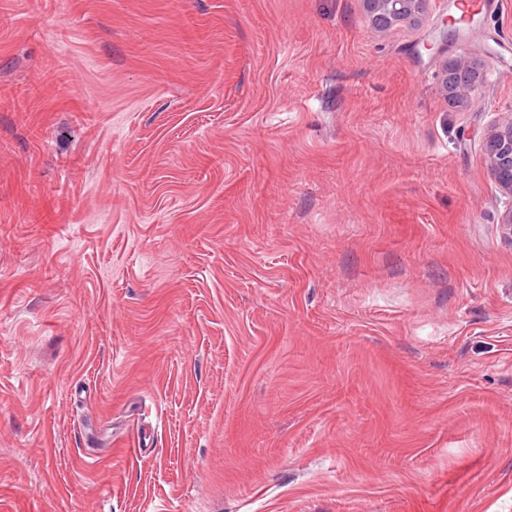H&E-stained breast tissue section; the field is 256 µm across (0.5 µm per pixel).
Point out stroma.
I'll use <instances>...</instances> for the list:
<instances>
[{"instance_id": "stroma-1", "label": "stroma", "mask_w": 512, "mask_h": 512, "mask_svg": "<svg viewBox=\"0 0 512 512\" xmlns=\"http://www.w3.org/2000/svg\"><path fill=\"white\" fill-rule=\"evenodd\" d=\"M450 6L0 0V512H512V0ZM365 18L374 29L414 24L424 14L429 0H363ZM448 67H453L461 71H473L471 61L467 57H459L449 62L448 59L444 60L440 83V91L448 99L459 103L461 106L471 104L475 100L479 88L478 75L473 71L474 77L469 83L453 84L448 81ZM484 163L494 180L512 197V118L488 136Z\"/></svg>"}]
</instances>
